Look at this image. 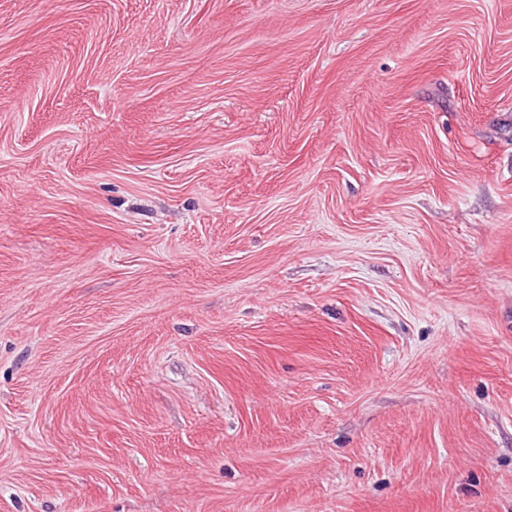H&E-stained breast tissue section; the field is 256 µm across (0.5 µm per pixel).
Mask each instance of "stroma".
I'll return each instance as SVG.
<instances>
[{
  "instance_id": "stroma-1",
  "label": "stroma",
  "mask_w": 512,
  "mask_h": 512,
  "mask_svg": "<svg viewBox=\"0 0 512 512\" xmlns=\"http://www.w3.org/2000/svg\"><path fill=\"white\" fill-rule=\"evenodd\" d=\"M0 512H512V0H0Z\"/></svg>"
}]
</instances>
